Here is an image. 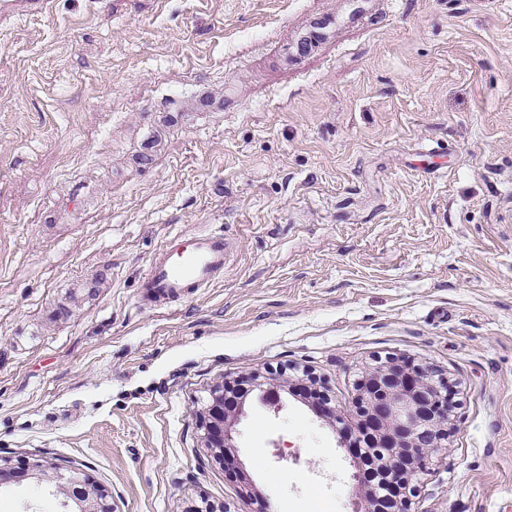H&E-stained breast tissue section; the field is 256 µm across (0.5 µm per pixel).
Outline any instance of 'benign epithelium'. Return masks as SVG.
Segmentation results:
<instances>
[{
  "mask_svg": "<svg viewBox=\"0 0 512 512\" xmlns=\"http://www.w3.org/2000/svg\"><path fill=\"white\" fill-rule=\"evenodd\" d=\"M248 389L234 398L232 383L214 389L212 402L203 414L206 447H231L230 427L244 413L248 397L255 391L263 399L277 403L282 394L294 393L289 378L253 375ZM357 409L370 426L374 445L383 450L384 481L366 492L367 512H409L408 494L423 472L430 453L442 447L448 435L452 403L447 380L424 367L391 358L366 370L359 383ZM34 480L53 487L61 498L62 512H111L106 490L90 477L61 476L60 467L45 458L13 461L0 456V487Z\"/></svg>",
  "mask_w": 512,
  "mask_h": 512,
  "instance_id": "1",
  "label": "benign epithelium"
}]
</instances>
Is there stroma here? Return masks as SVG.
Wrapping results in <instances>:
<instances>
[{"label": "stroma", "mask_w": 512, "mask_h": 512, "mask_svg": "<svg viewBox=\"0 0 512 512\" xmlns=\"http://www.w3.org/2000/svg\"><path fill=\"white\" fill-rule=\"evenodd\" d=\"M224 277L160 308L168 240ZM396 357L456 405L410 512H512V0H9L0 8V455L112 512H362L340 433ZM32 482L0 512H57ZM223 277L224 235L182 234L152 259L141 288L146 301L161 303ZM262 377V378H261ZM245 381L248 389L245 388L238 397L232 395V388L236 383H222L214 389L212 402L203 414V428L206 448H219L215 450L218 457H223L222 448H233L231 441L230 427L233 422L244 413L248 397L254 392L262 393L263 399L268 402L277 403L281 401L283 393L294 394L290 378H267L260 375H253L239 382ZM232 397L234 402L227 404V399ZM60 467L45 458L13 462L0 456V491L3 485L34 480L54 488L64 510L60 512H112L106 490L89 476L64 481Z\"/></svg>", "instance_id": "1"}]
</instances>
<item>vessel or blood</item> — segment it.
Listing matches in <instances>:
<instances>
[{
  "instance_id": "b4317fda",
  "label": "vessel or blood",
  "mask_w": 512,
  "mask_h": 512,
  "mask_svg": "<svg viewBox=\"0 0 512 512\" xmlns=\"http://www.w3.org/2000/svg\"><path fill=\"white\" fill-rule=\"evenodd\" d=\"M223 276V235L182 234L152 259L142 283L144 298L151 303L176 299Z\"/></svg>"
}]
</instances>
